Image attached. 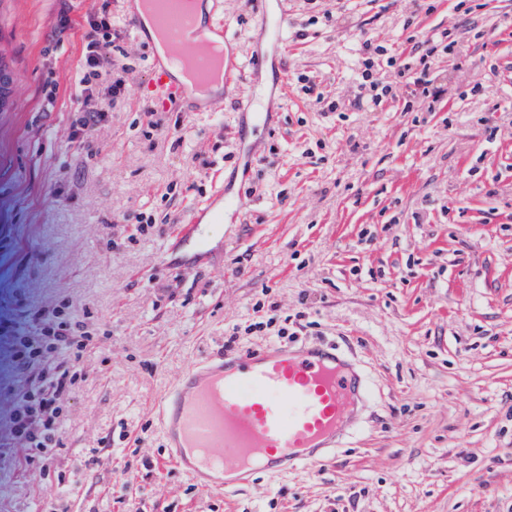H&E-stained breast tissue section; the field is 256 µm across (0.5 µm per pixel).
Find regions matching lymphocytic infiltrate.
Listing matches in <instances>:
<instances>
[{
  "instance_id": "obj_1",
  "label": "lymphocytic infiltrate",
  "mask_w": 512,
  "mask_h": 512,
  "mask_svg": "<svg viewBox=\"0 0 512 512\" xmlns=\"http://www.w3.org/2000/svg\"><path fill=\"white\" fill-rule=\"evenodd\" d=\"M458 31L454 24L415 42L419 68L388 57L386 64L396 69L397 77L386 84L378 82L372 72L377 47L364 42V70L355 86L354 103L375 107L386 99L407 103L416 98L439 99L426 67L438 49L453 51ZM112 44L108 16L90 21L76 84L79 107L69 134L71 145L79 149L88 147L109 114L108 104L99 95L102 76H111L113 95H120L125 86L127 66L113 59ZM0 338L7 340L13 366L24 382L7 415L0 419V458L20 455L27 466L47 469L53 450L64 445L60 419L75 386L85 377L80 358L91 333L76 317L73 306L65 302L31 310L22 320L0 317Z\"/></svg>"
}]
</instances>
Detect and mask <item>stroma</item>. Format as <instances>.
Wrapping results in <instances>:
<instances>
[{
	"instance_id": "35a3bbf8",
	"label": "stroma",
	"mask_w": 512,
	"mask_h": 512,
	"mask_svg": "<svg viewBox=\"0 0 512 512\" xmlns=\"http://www.w3.org/2000/svg\"><path fill=\"white\" fill-rule=\"evenodd\" d=\"M223 2L236 81L215 111L152 132V50L121 0H0L13 78L0 112V314L67 302L106 337L83 357L52 473L0 462V512H512V0L467 15L456 0H287L281 43L260 38L255 0ZM100 12L127 89L78 150L75 80ZM63 13L73 27L58 28ZM454 23L466 36L431 62L435 106L328 112L352 98L364 41L408 57L412 39ZM305 76L324 102L304 95ZM251 98L273 114L255 135L241 129ZM217 187L244 206L222 232L203 225L208 261L159 270ZM150 200L161 231L140 238ZM264 295L294 343L348 346L369 398L328 466L205 491L169 459L156 405ZM86 451L99 457L91 473L77 467ZM126 481L138 494L124 506L112 490Z\"/></svg>"
}]
</instances>
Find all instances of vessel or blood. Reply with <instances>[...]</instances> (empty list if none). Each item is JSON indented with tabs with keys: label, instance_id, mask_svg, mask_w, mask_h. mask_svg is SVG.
<instances>
[{
	"label": "vessel or blood",
	"instance_id": "1",
	"mask_svg": "<svg viewBox=\"0 0 512 512\" xmlns=\"http://www.w3.org/2000/svg\"><path fill=\"white\" fill-rule=\"evenodd\" d=\"M167 0H124L138 39L165 36L169 54H153L149 87L161 107L184 112L214 110L200 103L197 85L212 77L230 82L234 55L209 56L203 40L227 47L222 0H201L199 16L182 19ZM239 199L217 194L207 211L192 210L162 269L205 252L196 233L201 220L220 224ZM365 388L340 347L317 343L291 347L270 343L245 351L217 350L186 369L161 400L165 446L178 469L201 488L230 491L254 474H276L297 465L329 463L336 438L348 426Z\"/></svg>",
	"mask_w": 512,
	"mask_h": 512
}]
</instances>
